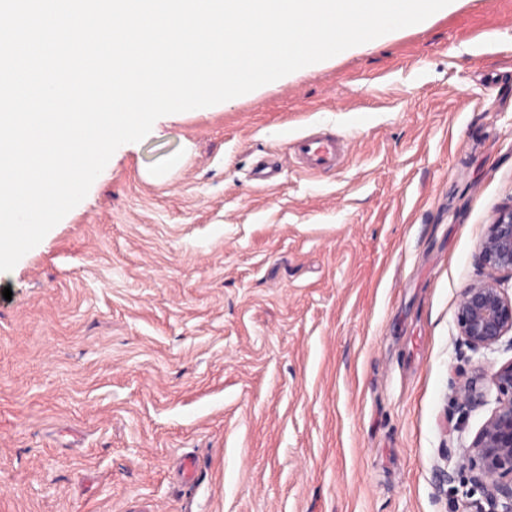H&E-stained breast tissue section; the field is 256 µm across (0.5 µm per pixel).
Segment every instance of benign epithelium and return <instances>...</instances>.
Returning a JSON list of instances; mask_svg holds the SVG:
<instances>
[{
    "label": "benign epithelium",
    "instance_id": "benign-epithelium-1",
    "mask_svg": "<svg viewBox=\"0 0 512 512\" xmlns=\"http://www.w3.org/2000/svg\"><path fill=\"white\" fill-rule=\"evenodd\" d=\"M478 264L485 276L463 289L455 310L458 336L475 353L512 333V295L504 288L512 281V202L496 209ZM493 390L496 407L463 447L459 464L483 493L486 512H512V360L497 368L479 363L455 387V399L460 410L471 411L485 405Z\"/></svg>",
    "mask_w": 512,
    "mask_h": 512
}]
</instances>
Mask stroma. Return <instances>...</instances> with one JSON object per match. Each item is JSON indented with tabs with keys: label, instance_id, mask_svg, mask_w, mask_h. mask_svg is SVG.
Segmentation results:
<instances>
[{
	"label": "stroma",
	"instance_id": "35a3bbf8",
	"mask_svg": "<svg viewBox=\"0 0 512 512\" xmlns=\"http://www.w3.org/2000/svg\"><path fill=\"white\" fill-rule=\"evenodd\" d=\"M511 199L512 0L160 117L0 272V512H478L455 387L512 344L455 309ZM290 149L300 162L302 170L315 173L337 167L344 156L343 143L336 136L310 134L293 141Z\"/></svg>",
	"mask_w": 512,
	"mask_h": 512
}]
</instances>
